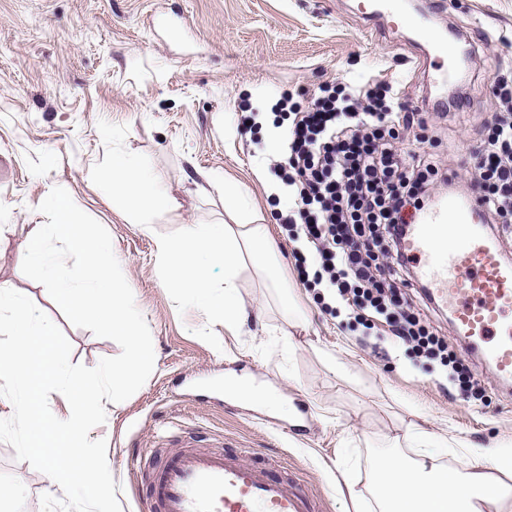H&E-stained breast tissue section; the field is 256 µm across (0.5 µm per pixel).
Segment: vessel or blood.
Segmentation results:
<instances>
[{"instance_id": "1", "label": "vessel or blood", "mask_w": 512, "mask_h": 512, "mask_svg": "<svg viewBox=\"0 0 512 512\" xmlns=\"http://www.w3.org/2000/svg\"><path fill=\"white\" fill-rule=\"evenodd\" d=\"M400 249L478 370L511 380L512 264L485 235L477 203L445 196L413 212ZM149 492L156 512H315L300 485L240 455L188 445L153 467Z\"/></svg>"}]
</instances>
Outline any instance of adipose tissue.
<instances>
[{"label": "adipose tissue", "mask_w": 512, "mask_h": 512, "mask_svg": "<svg viewBox=\"0 0 512 512\" xmlns=\"http://www.w3.org/2000/svg\"><path fill=\"white\" fill-rule=\"evenodd\" d=\"M110 190L113 199L133 206L135 221L149 223L159 213L170 211L174 200L159 189L151 172L131 161H112ZM194 244L159 240L158 254L169 284L191 291V302L202 311L224 318L225 325H236L241 317L236 279L243 258L265 265L270 252V231L264 224H200L186 232ZM224 268V293L211 292V266ZM447 442L436 437L430 453L408 458L394 453L376 455L372 463L375 475L376 503L379 512H489L490 508L512 497V455L488 448H467L458 455L457 466L439 465L437 458L446 453Z\"/></svg>", "instance_id": "1"}]
</instances>
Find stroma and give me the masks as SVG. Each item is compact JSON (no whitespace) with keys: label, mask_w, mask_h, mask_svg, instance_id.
<instances>
[{"label":"stroma","mask_w":512,"mask_h":512,"mask_svg":"<svg viewBox=\"0 0 512 512\" xmlns=\"http://www.w3.org/2000/svg\"><path fill=\"white\" fill-rule=\"evenodd\" d=\"M458 2L404 7L425 12L439 40L459 29L487 42L472 65L467 112L426 132V149L444 161L475 144L496 108L492 77L512 62V0ZM377 10V0H0V289L26 295L59 327L72 363L93 367L119 354L116 342L73 325L21 270L24 236L47 223L38 206L60 186L110 233L152 336L151 376L89 433L107 442L122 512H144L146 472L135 457L162 460L175 431L294 468L323 512H351L336 491L342 471L361 512H377L374 457L412 455L429 448V435L512 449V389L488 377L481 399L449 400L439 363L321 312L277 221L291 205L267 162L285 133L273 110L283 92L375 78L412 96L426 83L433 43ZM244 112L260 127L254 136L240 133ZM116 155L152 171L176 201L149 228L107 190ZM228 186L273 242L268 270L249 261L240 269L247 319L239 327L169 286L156 250L158 239L182 240L190 225L229 222ZM229 377L273 393L282 410L225 393ZM0 484L14 488L0 512H41L45 474L4 442Z\"/></svg>","instance_id":"1"}]
</instances>
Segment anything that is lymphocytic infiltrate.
I'll use <instances>...</instances> for the list:
<instances>
[{"mask_svg": "<svg viewBox=\"0 0 512 512\" xmlns=\"http://www.w3.org/2000/svg\"><path fill=\"white\" fill-rule=\"evenodd\" d=\"M493 88L500 110L483 121L479 144L457 170L428 151L397 149L405 132L426 130V114L378 80L329 81L304 103L282 96L289 125L268 159L294 198L285 237L303 242L317 267L312 287L328 291L321 310L333 313L340 300L359 325L382 326L405 352L440 361L449 397L466 401L482 396L481 381L432 326L430 298L399 245L407 213L435 186H455L464 171L471 175L465 194L482 202L485 223L512 224V71L498 72Z\"/></svg>", "mask_w": 512, "mask_h": 512, "instance_id": "obj_1", "label": "lymphocytic infiltrate"}]
</instances>
